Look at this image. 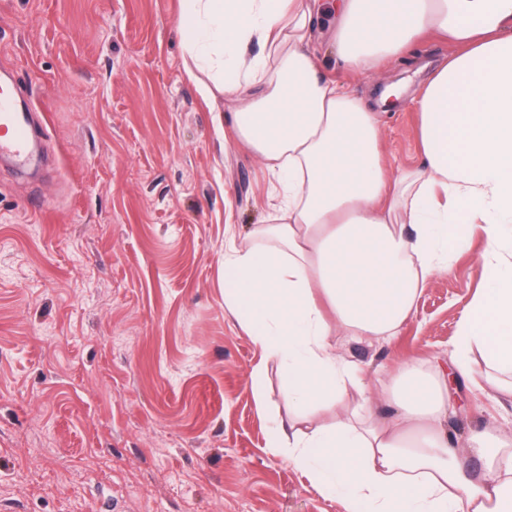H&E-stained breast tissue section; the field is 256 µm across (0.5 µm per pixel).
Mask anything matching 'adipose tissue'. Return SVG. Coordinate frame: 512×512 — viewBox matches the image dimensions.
Listing matches in <instances>:
<instances>
[{"label": "adipose tissue", "mask_w": 512, "mask_h": 512, "mask_svg": "<svg viewBox=\"0 0 512 512\" xmlns=\"http://www.w3.org/2000/svg\"><path fill=\"white\" fill-rule=\"evenodd\" d=\"M330 48L363 74L452 47L417 100L423 167L393 172L384 115L316 63V0H181L185 71L232 105L235 139L280 186L267 223L224 253V304L286 386L269 451L345 512H512V432L472 430V473L445 426L449 381L512 394V0H334ZM258 53H251V46ZM486 288L465 306L450 369L403 362L372 389L338 336L387 339L472 230Z\"/></svg>", "instance_id": "1"}]
</instances>
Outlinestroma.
Masks as SVG:
<instances>
[{
	"instance_id": "35a3bbf8",
	"label": "stroma",
	"mask_w": 512,
	"mask_h": 512,
	"mask_svg": "<svg viewBox=\"0 0 512 512\" xmlns=\"http://www.w3.org/2000/svg\"><path fill=\"white\" fill-rule=\"evenodd\" d=\"M180 7L0 0V76L42 126L23 169L0 164V512H345L268 451L224 252L272 213L275 181L188 78ZM449 51L430 39L371 78L317 49L352 91L407 83L384 129L393 171L424 162L416 69ZM485 248L470 236L393 341L338 352L371 384L450 357ZM454 391L465 427H512L511 397Z\"/></svg>"
}]
</instances>
